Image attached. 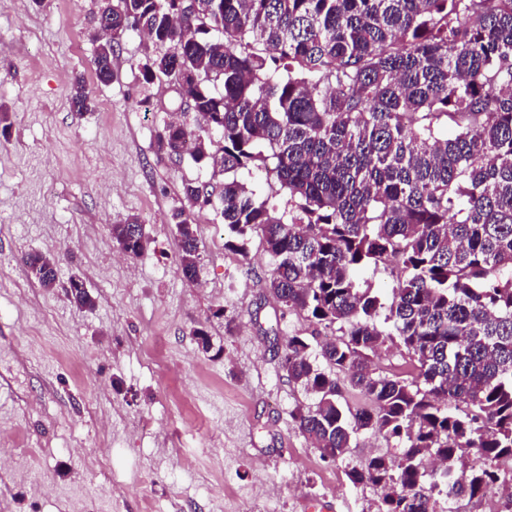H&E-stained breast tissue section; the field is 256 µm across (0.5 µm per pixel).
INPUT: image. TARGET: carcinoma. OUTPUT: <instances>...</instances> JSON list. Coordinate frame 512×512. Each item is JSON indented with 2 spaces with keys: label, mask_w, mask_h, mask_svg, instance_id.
Returning a JSON list of instances; mask_svg holds the SVG:
<instances>
[{
  "label": "carcinoma",
  "mask_w": 512,
  "mask_h": 512,
  "mask_svg": "<svg viewBox=\"0 0 512 512\" xmlns=\"http://www.w3.org/2000/svg\"><path fill=\"white\" fill-rule=\"evenodd\" d=\"M96 24L110 33L94 57L101 83L128 34L168 47L143 78H178L203 125L167 124L157 153L224 176L225 248L245 255L259 233L271 295L333 335L285 345L288 379L314 396L290 412L301 434L328 462L361 433L401 445L346 471L383 489L377 512L485 498L512 465V0H101ZM71 99L87 113L84 85ZM241 170L272 174L283 203L260 199ZM183 191L212 204L200 185ZM172 223L194 280L193 224L182 211ZM112 239L131 256L147 244L135 216ZM388 258L387 304L355 272ZM25 264L53 287V256ZM68 296L95 307L77 275ZM393 346L405 376L376 365ZM349 389L372 406L343 405Z\"/></svg>",
  "instance_id": "cac0c4a2"
}]
</instances>
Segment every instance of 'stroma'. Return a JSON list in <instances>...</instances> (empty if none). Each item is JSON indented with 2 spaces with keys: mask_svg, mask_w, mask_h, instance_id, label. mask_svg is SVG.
Masks as SVG:
<instances>
[{
  "mask_svg": "<svg viewBox=\"0 0 512 512\" xmlns=\"http://www.w3.org/2000/svg\"><path fill=\"white\" fill-rule=\"evenodd\" d=\"M99 0H0V512H339L376 508L382 491L352 486L350 468L392 456L395 441L363 434L344 459L322 461L289 416L311 395L281 367L292 335L316 326L270 295L273 268L259 235L225 249L212 207L190 205L185 182L220 192L191 157L156 140L196 112L173 84L145 82L157 49L132 33L115 47L111 83L93 70ZM95 106L76 117L75 76ZM186 210L200 245L183 277L170 217ZM139 217L137 256L112 242ZM57 258L55 287L23 262ZM80 275L96 305L67 295ZM213 344L199 350L193 329Z\"/></svg>",
  "mask_w": 512,
  "mask_h": 512,
  "instance_id": "35a3bbf8",
  "label": "stroma"
}]
</instances>
